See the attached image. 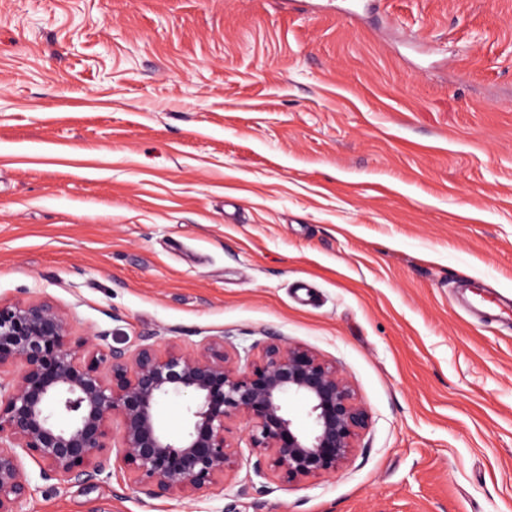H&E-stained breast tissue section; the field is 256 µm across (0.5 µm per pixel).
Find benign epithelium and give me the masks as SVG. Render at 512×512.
Instances as JSON below:
<instances>
[{"label":"benign epithelium","instance_id":"obj_1","mask_svg":"<svg viewBox=\"0 0 512 512\" xmlns=\"http://www.w3.org/2000/svg\"><path fill=\"white\" fill-rule=\"evenodd\" d=\"M213 341L201 351L143 344L103 353L70 338L66 312L50 301H0V512H22L40 478L83 482L112 469L153 495L196 497L224 481L235 454L227 423H246L250 448L303 484L353 456L367 415L349 379L303 346H266L250 371ZM181 397L177 435L156 409ZM308 406L299 429L288 403Z\"/></svg>","mask_w":512,"mask_h":512}]
</instances>
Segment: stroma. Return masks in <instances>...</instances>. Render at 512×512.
Wrapping results in <instances>:
<instances>
[{
	"instance_id": "1",
	"label": "stroma",
	"mask_w": 512,
	"mask_h": 512,
	"mask_svg": "<svg viewBox=\"0 0 512 512\" xmlns=\"http://www.w3.org/2000/svg\"><path fill=\"white\" fill-rule=\"evenodd\" d=\"M0 0V301L72 340L303 345L369 422L296 485L243 421L194 499L43 480L23 512H512V0ZM313 287L302 301L296 281Z\"/></svg>"
}]
</instances>
